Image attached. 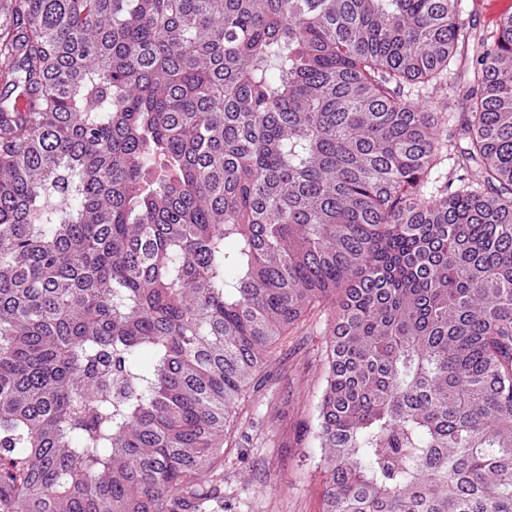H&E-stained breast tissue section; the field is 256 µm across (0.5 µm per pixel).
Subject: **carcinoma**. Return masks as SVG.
<instances>
[{"label": "carcinoma", "instance_id": "cac0c4a2", "mask_svg": "<svg viewBox=\"0 0 512 512\" xmlns=\"http://www.w3.org/2000/svg\"><path fill=\"white\" fill-rule=\"evenodd\" d=\"M470 36L460 0H0V512H199L328 303L323 512H512V20ZM454 72L455 185L404 92Z\"/></svg>", "mask_w": 512, "mask_h": 512}]
</instances>
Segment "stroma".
Listing matches in <instances>:
<instances>
[{
    "mask_svg": "<svg viewBox=\"0 0 512 512\" xmlns=\"http://www.w3.org/2000/svg\"><path fill=\"white\" fill-rule=\"evenodd\" d=\"M333 307H317L273 347L238 408L205 512H322L324 474L311 429L325 386Z\"/></svg>",
    "mask_w": 512,
    "mask_h": 512,
    "instance_id": "stroma-1",
    "label": "stroma"
}]
</instances>
